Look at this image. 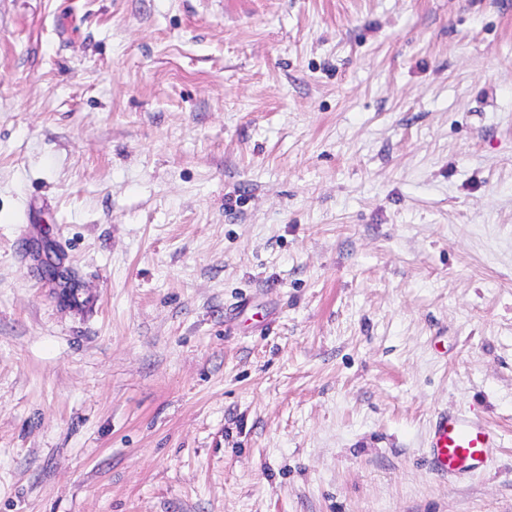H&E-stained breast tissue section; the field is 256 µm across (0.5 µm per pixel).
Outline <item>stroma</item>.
<instances>
[{"instance_id": "stroma-1", "label": "stroma", "mask_w": 512, "mask_h": 512, "mask_svg": "<svg viewBox=\"0 0 512 512\" xmlns=\"http://www.w3.org/2000/svg\"><path fill=\"white\" fill-rule=\"evenodd\" d=\"M0 512H512V0H0ZM427 448L437 472L469 476L488 465L498 448V436L466 412L443 411L433 421Z\"/></svg>"}]
</instances>
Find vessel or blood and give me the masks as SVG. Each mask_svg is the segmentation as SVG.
<instances>
[{"mask_svg": "<svg viewBox=\"0 0 512 512\" xmlns=\"http://www.w3.org/2000/svg\"><path fill=\"white\" fill-rule=\"evenodd\" d=\"M497 446L496 432L464 412L438 413L428 438L433 468L451 477L483 470Z\"/></svg>", "mask_w": 512, "mask_h": 512, "instance_id": "obj_1", "label": "vessel or blood"}]
</instances>
